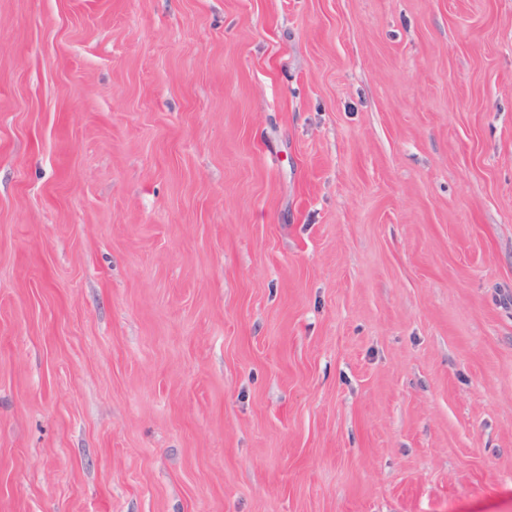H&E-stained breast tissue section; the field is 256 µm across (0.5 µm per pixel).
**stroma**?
<instances>
[{
    "instance_id": "stroma-1",
    "label": "stroma",
    "mask_w": 512,
    "mask_h": 512,
    "mask_svg": "<svg viewBox=\"0 0 512 512\" xmlns=\"http://www.w3.org/2000/svg\"><path fill=\"white\" fill-rule=\"evenodd\" d=\"M0 512H512V0H0Z\"/></svg>"
}]
</instances>
